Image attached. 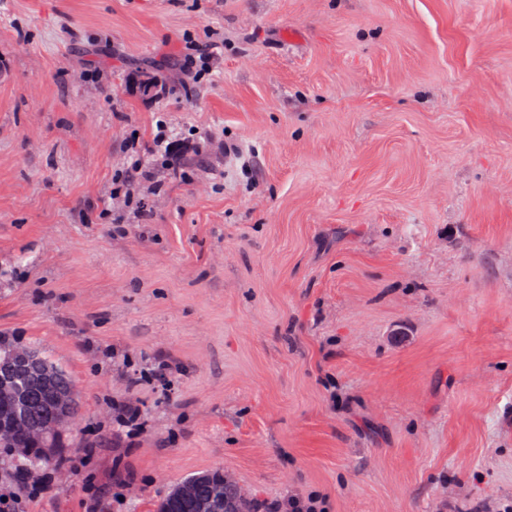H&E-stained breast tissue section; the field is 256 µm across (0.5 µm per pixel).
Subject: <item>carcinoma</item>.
Listing matches in <instances>:
<instances>
[{"mask_svg":"<svg viewBox=\"0 0 512 512\" xmlns=\"http://www.w3.org/2000/svg\"><path fill=\"white\" fill-rule=\"evenodd\" d=\"M12 346L8 337L0 336V366L11 368L9 383L19 393L16 405L0 412V425L14 430L8 448L29 447V431L43 426L55 418L60 409L55 404L57 395L73 389L74 382L69 372L56 366V372L45 370L44 362H52L45 353L27 362L9 359ZM224 471L213 470L189 479L195 494L209 512H254L251 500L242 499L234 484H226ZM155 512H194L192 505L181 502L168 494L157 505Z\"/></svg>","mask_w":512,"mask_h":512,"instance_id":"1","label":"carcinoma"}]
</instances>
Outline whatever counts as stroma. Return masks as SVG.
<instances>
[{
    "mask_svg": "<svg viewBox=\"0 0 512 512\" xmlns=\"http://www.w3.org/2000/svg\"><path fill=\"white\" fill-rule=\"evenodd\" d=\"M0 332L71 374L96 512L213 469L258 512H503L512 0H0ZM274 512H326L324 500L316 494H308L306 496H293L288 498L287 504H277L273 508Z\"/></svg>",
    "mask_w": 512,
    "mask_h": 512,
    "instance_id": "obj_1",
    "label": "stroma"
}]
</instances>
